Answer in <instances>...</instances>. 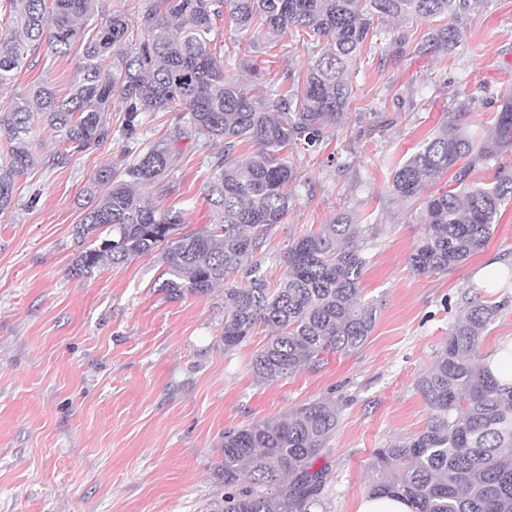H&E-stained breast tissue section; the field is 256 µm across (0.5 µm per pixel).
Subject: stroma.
<instances>
[{"label":"stroma","mask_w":512,"mask_h":512,"mask_svg":"<svg viewBox=\"0 0 512 512\" xmlns=\"http://www.w3.org/2000/svg\"><path fill=\"white\" fill-rule=\"evenodd\" d=\"M397 27L388 21L384 38L351 65L357 107L328 140L296 156L292 204L267 241L263 270L273 283L293 239L336 213L381 227L362 281L377 308L371 335L356 352L325 353L318 369L258 383L251 360L265 331L225 350L223 290L167 298L156 258L70 274L86 190L97 170L121 164V113L110 115L111 143L18 179L14 208L0 214V512H211L224 497L215 471L225 431L325 398L339 407L322 459L332 481L310 512H357L376 479L373 450L425 429L429 410L416 381L468 303L500 308L482 352L495 353L512 336V203L480 253L424 277L408 264L418 205L389 187L394 166L453 117L454 92L472 100L468 131L490 139L495 111L512 98V0H479L459 46L444 56L391 59ZM220 31L226 76L261 68L250 87L255 98L283 70L308 64L297 32L253 48L234 24ZM79 61L75 51L36 52L17 70L13 90L45 81L66 95ZM376 111L390 125H374L368 115ZM178 146L172 192L154 200L186 210L191 223H209L203 181L213 148L194 138ZM494 262L510 275L476 286Z\"/></svg>","instance_id":"1"}]
</instances>
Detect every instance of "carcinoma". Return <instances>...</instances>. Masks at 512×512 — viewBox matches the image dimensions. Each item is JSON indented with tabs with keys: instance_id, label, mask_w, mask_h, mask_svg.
<instances>
[{
	"instance_id": "carcinoma-1",
	"label": "carcinoma",
	"mask_w": 512,
	"mask_h": 512,
	"mask_svg": "<svg viewBox=\"0 0 512 512\" xmlns=\"http://www.w3.org/2000/svg\"><path fill=\"white\" fill-rule=\"evenodd\" d=\"M474 2L144 0L129 17L122 10L105 14L100 0H0V11L8 13L0 23V90L42 44L58 55L81 50L68 97L38 83L9 104L0 102V135L9 141L0 159V213L12 208L15 180L29 169H60L74 154L111 139L106 115L116 98L123 169L100 170L87 190L71 273L90 275L105 264L153 255L165 267L161 288L170 299L224 286L225 350L262 325L270 328L252 361L263 385L317 368L329 351L354 352L376 320L361 281L378 225L340 212L288 246L276 287L262 271L267 240L287 214L288 187L298 180L293 149L322 143L353 105L350 65L381 35L384 19H445L416 46L423 56L444 55L460 43ZM226 8L241 32L264 43L302 29V48L312 56L307 70L280 74L266 100L250 95L244 80L227 79L213 53ZM391 45L392 56L403 58L412 35L398 30ZM470 108V100L460 101L458 118L392 171L394 193L420 201L414 221L421 236L409 256L418 275L446 273L482 251L512 200V159L505 160L512 153V106L495 113L491 145L461 124ZM152 112L171 114L179 135L224 143L207 159L210 223L191 228L184 211L163 209L140 192L146 184L169 192L179 157L164 140L143 146L139 131ZM41 126L60 149L38 156L30 144ZM244 142L256 150L241 162L235 154ZM489 158L499 160L491 181L472 182L475 163ZM445 175L454 188L423 196ZM238 272L245 274L240 284ZM497 314L498 307L475 303L452 326L416 382L430 410L427 425L406 442L374 449L370 494L403 498L412 512H512V386L500 384L480 352ZM337 424L336 401L328 398L224 432L218 475L225 493L217 512H306L328 484V468L314 464L329 450Z\"/></svg>"
}]
</instances>
